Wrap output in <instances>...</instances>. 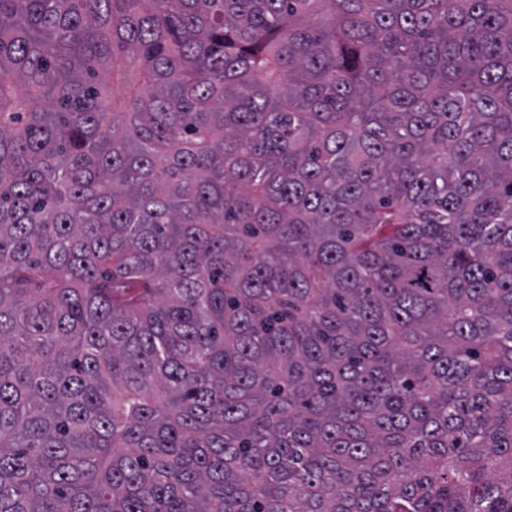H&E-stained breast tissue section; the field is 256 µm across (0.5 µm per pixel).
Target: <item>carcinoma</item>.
<instances>
[{
	"label": "carcinoma",
	"instance_id": "cac0c4a2",
	"mask_svg": "<svg viewBox=\"0 0 512 512\" xmlns=\"http://www.w3.org/2000/svg\"><path fill=\"white\" fill-rule=\"evenodd\" d=\"M0 512H512V0H0Z\"/></svg>",
	"mask_w": 512,
	"mask_h": 512
}]
</instances>
